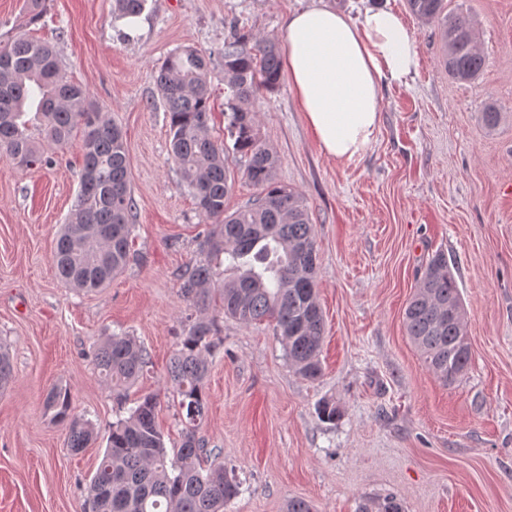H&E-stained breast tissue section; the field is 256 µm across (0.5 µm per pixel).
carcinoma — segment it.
Returning <instances> with one entry per match:
<instances>
[{
  "label": "carcinoma",
  "mask_w": 512,
  "mask_h": 512,
  "mask_svg": "<svg viewBox=\"0 0 512 512\" xmlns=\"http://www.w3.org/2000/svg\"><path fill=\"white\" fill-rule=\"evenodd\" d=\"M147 0H116L118 18L137 17ZM416 18L438 23L441 65L458 82L477 78L484 67L475 21L446 14L445 0H406ZM45 13V0H24L25 22ZM224 59V136L210 134L212 56L194 48L169 54L156 75L160 100L169 114L170 159L200 213L212 221L200 257L181 276L183 301L195 308L168 369L178 398L181 444L168 458L155 417L157 398L132 400L129 416L112 424L107 446L89 484L92 512H224L241 483L224 469L220 454L206 448L199 430L206 416L205 385L210 357L223 345L209 311L244 325L274 323L288 362L304 379L322 372L325 322L317 298L318 253L313 224L302 197L277 181L279 158L259 137L248 102L281 81V58L270 41L235 35L220 52ZM37 102L45 138L57 145L82 136L79 193L62 225L54 253L61 281L78 292L107 288L130 258L134 209L127 146L120 128L91 101L83 86L63 72L55 47L18 34L0 41V152L18 166L52 164L30 134L26 108ZM243 159L242 177L258 190L245 207L228 212L226 197L235 183L226 154ZM228 276L215 287L219 268ZM407 335L425 363L450 385L467 368L471 352L464 308L448 258L429 259L417 293L404 311ZM95 364L128 399L143 374L147 352L132 336L112 335L95 352ZM54 418L68 423L70 448L91 442V422L70 415V394L46 396ZM357 512H404L394 495L365 496Z\"/></svg>",
  "instance_id": "1"
}]
</instances>
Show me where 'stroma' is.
<instances>
[{"instance_id":"obj_1","label":"stroma","mask_w":512,"mask_h":512,"mask_svg":"<svg viewBox=\"0 0 512 512\" xmlns=\"http://www.w3.org/2000/svg\"><path fill=\"white\" fill-rule=\"evenodd\" d=\"M309 0H148L122 38L115 0H46L25 26L22 0H0V39L21 29L53 42L69 79L121 127L135 209L133 259L112 285L67 288L53 264L57 233L79 190L80 140L44 142L49 166L20 168L0 153V347L13 377L0 388V512H88V488L122 405L94 363L106 336H134L149 363L131 397L157 395L167 451L180 440L168 379L190 310L179 275L198 256L207 222L168 159L169 117L155 73L176 48L223 47L232 30L279 40ZM357 14L387 7L413 34L419 69L407 86L382 83L370 147L327 158L288 88L251 99L277 179L309 208L325 319L322 375L290 367L271 323L218 317L224 340L210 365L200 429L242 492L226 512H356L394 493L405 512H512V0H446L477 23L485 57L460 83L440 64L435 24L405 0H327ZM495 103L504 118L488 130ZM443 252L465 310L472 359L444 384L407 336L404 309L432 253ZM67 389L72 412L98 436L73 452L44 407ZM335 402L322 421L320 400Z\"/></svg>"}]
</instances>
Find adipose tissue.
Here are the masks:
<instances>
[{"label":"adipose tissue","instance_id":"obj_1","mask_svg":"<svg viewBox=\"0 0 512 512\" xmlns=\"http://www.w3.org/2000/svg\"><path fill=\"white\" fill-rule=\"evenodd\" d=\"M283 69L323 153L343 162L364 153L379 122L381 82L409 85L418 72L414 38L391 9L350 14L312 0L281 35Z\"/></svg>","mask_w":512,"mask_h":512}]
</instances>
